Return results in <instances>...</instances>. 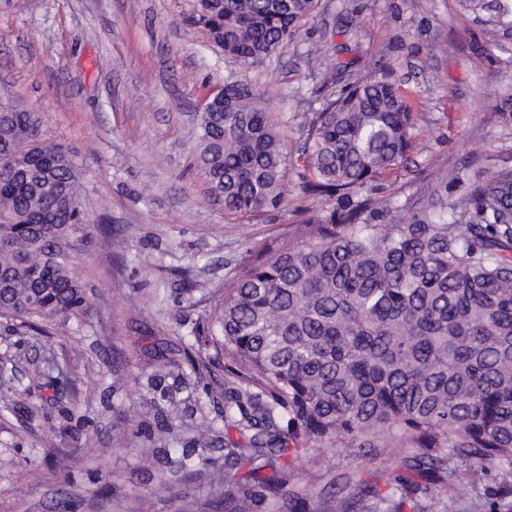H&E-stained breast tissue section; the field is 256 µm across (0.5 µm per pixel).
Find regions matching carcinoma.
I'll use <instances>...</instances> for the list:
<instances>
[{
  "mask_svg": "<svg viewBox=\"0 0 512 512\" xmlns=\"http://www.w3.org/2000/svg\"><path fill=\"white\" fill-rule=\"evenodd\" d=\"M483 15L489 36L512 29V0H461ZM316 0H196L190 25L236 63L224 106L198 115V158L210 196L249 219L288 195V165L303 163L314 214L278 237L224 282L194 337L198 352L224 359V408L192 428L191 452L167 457L192 473L224 446L227 512H256L265 493L296 479V460L336 444L343 458L418 448L365 478L345 465L320 488L315 512H431V488L462 460L461 492L478 470L497 468V493L512 497V165L476 176L456 201L437 192L421 217L400 223L393 202L363 195L368 181L398 168L416 123L385 75L333 91L287 150L280 122L247 79ZM38 115L0 105V143L44 168L12 173L0 150V319L43 330L83 311L75 255L94 224L82 205L71 152L35 135ZM388 217L386 224L372 217ZM85 234L76 237L72 227ZM155 376L182 380L175 356ZM236 432L239 441L230 437Z\"/></svg>",
  "mask_w": 512,
  "mask_h": 512,
  "instance_id": "carcinoma-1",
  "label": "carcinoma"
}]
</instances>
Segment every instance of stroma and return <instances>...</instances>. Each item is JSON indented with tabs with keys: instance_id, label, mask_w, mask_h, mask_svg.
Returning <instances> with one entry per match:
<instances>
[{
	"instance_id": "35a3bbf8",
	"label": "stroma",
	"mask_w": 512,
	"mask_h": 512,
	"mask_svg": "<svg viewBox=\"0 0 512 512\" xmlns=\"http://www.w3.org/2000/svg\"><path fill=\"white\" fill-rule=\"evenodd\" d=\"M193 0H0V100L39 113L43 139L70 149L82 198L100 231L74 271L86 303L76 318L41 333L0 319V512H224L210 470L163 473L149 448H183L190 428L224 405V373L199 378L184 363L164 415L153 354L190 341L208 302H189L182 272L212 289L290 225L313 213L301 165L288 171V205L246 221L209 200L195 160L200 102L224 84L228 62L185 19ZM350 63L352 78L390 74L419 121L406 161L370 182L366 196L392 199L412 221L448 173V197L463 196L474 172L512 156V31L490 45L459 0H318L292 40L249 80L267 92L291 147L320 106L327 71ZM41 378H33L36 366ZM183 426L169 430L170 417ZM96 449L95 457L84 454ZM333 448L304 454L292 489L295 512H311L330 480ZM436 512H512L493 475Z\"/></svg>"
}]
</instances>
